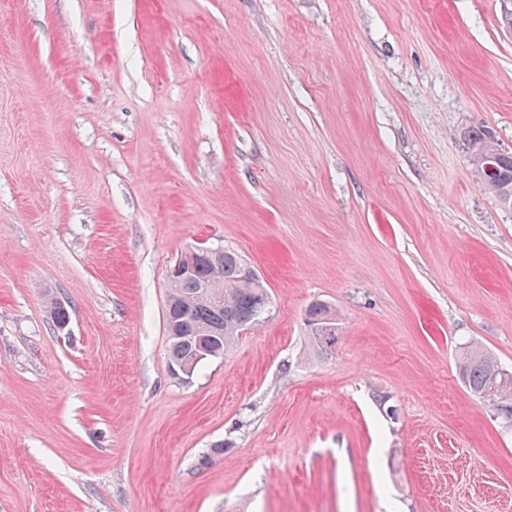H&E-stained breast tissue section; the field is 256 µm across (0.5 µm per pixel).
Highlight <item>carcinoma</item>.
<instances>
[{
	"instance_id": "carcinoma-1",
	"label": "carcinoma",
	"mask_w": 512,
	"mask_h": 512,
	"mask_svg": "<svg viewBox=\"0 0 512 512\" xmlns=\"http://www.w3.org/2000/svg\"><path fill=\"white\" fill-rule=\"evenodd\" d=\"M473 166L482 171L485 159H493L495 175L483 180L486 189L499 200L512 205V153L493 144L481 130H472L466 137ZM207 284L197 278H183L171 283L165 311L170 365L194 368L202 362V348L210 350L208 358L226 354L242 327L252 323L271 304L267 288L258 287L246 275L245 263L238 252L226 249L214 265L205 268ZM47 312L54 326L70 322L68 308L57 302L47 303ZM307 340L313 350L327 353L338 340V314L324 303H315L308 310ZM459 375L468 393L485 398L491 393L499 399L512 393V376L504 372L496 357L484 347L473 343L464 347L459 359Z\"/></svg>"
}]
</instances>
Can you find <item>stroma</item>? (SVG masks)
I'll return each mask as SVG.
<instances>
[{
    "mask_svg": "<svg viewBox=\"0 0 512 512\" xmlns=\"http://www.w3.org/2000/svg\"><path fill=\"white\" fill-rule=\"evenodd\" d=\"M508 9L0 0V512H512V399L456 369L512 373V207L464 139L512 152ZM196 246L272 305L177 378ZM219 250L220 249H213L209 247H197L190 250L185 253L178 262H176L174 267L168 270L167 281L169 282L174 278L195 274L201 263L205 261L206 254L209 253V256L212 259H216L219 255ZM338 314L324 303H315L308 310L307 340L313 350L326 354L338 340ZM459 375L468 393L477 399L486 400L488 392L496 399L512 393V376L504 372L493 354L476 343L461 352Z\"/></svg>",
    "mask_w": 512,
    "mask_h": 512,
    "instance_id": "obj_1",
    "label": "stroma"
}]
</instances>
